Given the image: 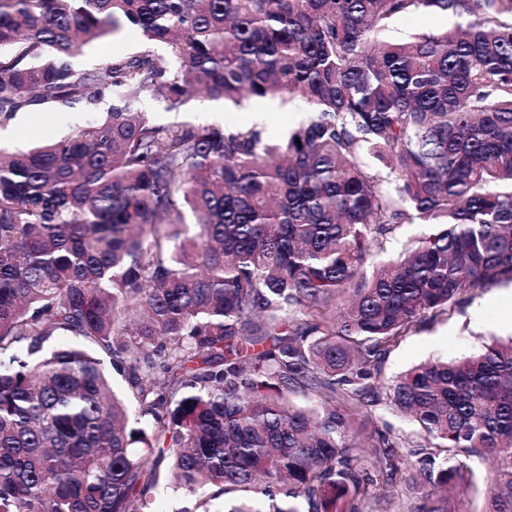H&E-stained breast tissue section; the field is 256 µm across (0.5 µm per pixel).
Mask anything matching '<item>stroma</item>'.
Masks as SVG:
<instances>
[{
    "mask_svg": "<svg viewBox=\"0 0 512 512\" xmlns=\"http://www.w3.org/2000/svg\"><path fill=\"white\" fill-rule=\"evenodd\" d=\"M458 20L446 13L405 15L393 19L383 30L388 39H405L421 33H435L456 27ZM152 49L166 52L165 44L147 43L139 30L131 28L121 35L108 36L84 47L72 64L76 69L96 71L116 54H130ZM145 111L159 123H194L217 125H257L275 141L304 125L309 116L306 104L300 101L283 102L271 96L251 101L240 107L227 106L201 96L194 97L180 112L164 111L159 101H148ZM82 108L68 111H48L22 114L0 127V148L16 150L28 148L32 143V129H39L42 139H57L77 125L89 120ZM512 335V284L498 283L468 292L463 302L452 307L447 317L426 325L406 336L398 347L386 357L383 380H390L399 373L424 361L442 358L455 359L482 348L496 338ZM455 463L474 473L476 486L463 493L457 500V512H482L487 494V478L493 469L491 460L477 457L455 456Z\"/></svg>",
    "mask_w": 512,
    "mask_h": 512,
    "instance_id": "1",
    "label": "stroma"
}]
</instances>
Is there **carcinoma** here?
Wrapping results in <instances>:
<instances>
[{"label":"carcinoma","instance_id":"1","mask_svg":"<svg viewBox=\"0 0 512 512\" xmlns=\"http://www.w3.org/2000/svg\"><path fill=\"white\" fill-rule=\"evenodd\" d=\"M427 10L467 24L379 36ZM127 25L177 66H72ZM198 92L313 116L273 144L142 110ZM76 106L75 133L0 150V512H164L162 475L176 512H359L354 435L391 479L416 449L401 512H455L454 453L493 458L482 512H512V337L374 385L417 326L512 282V0H0V123ZM405 224L432 229L372 262ZM384 402L383 400L379 405L372 407L380 425L388 424L394 435H413L416 428L408 420L387 407Z\"/></svg>","mask_w":512,"mask_h":512}]
</instances>
